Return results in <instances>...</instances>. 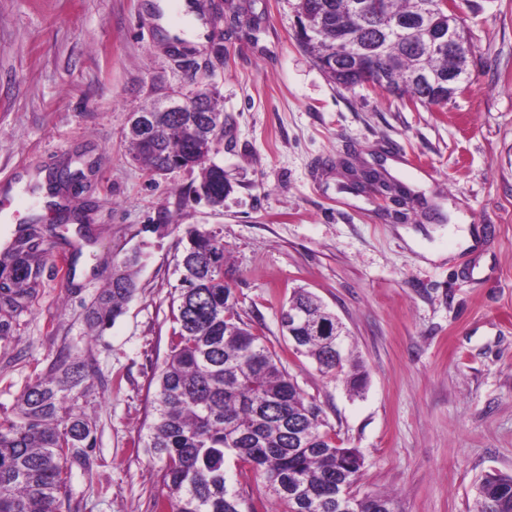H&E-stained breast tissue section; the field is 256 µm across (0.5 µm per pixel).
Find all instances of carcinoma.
Wrapping results in <instances>:
<instances>
[{"mask_svg":"<svg viewBox=\"0 0 512 512\" xmlns=\"http://www.w3.org/2000/svg\"><path fill=\"white\" fill-rule=\"evenodd\" d=\"M312 6L322 7L323 29L300 46L315 64L327 55L346 63V49L357 39L381 49L399 96L429 107L446 105L412 75L420 69L447 73L448 54L426 56L419 44L385 34L377 21L338 35L342 0H298L297 13ZM125 140L132 158L150 172L170 168L171 158L178 157L182 167L201 169L193 193L224 192L215 171L201 161L202 149H194L189 127L170 134L161 125L153 142L128 133ZM186 235L175 326L144 440L147 453L161 463L152 512H242L225 470L229 455L259 475L273 512H396L391 496L357 491L364 468L360 450L336 445V437L323 429L320 409L240 318L231 289L224 287V237L196 227ZM42 251L40 231L32 225L17 238L0 274L22 287L36 276L31 259ZM137 262L131 255L115 266L109 287L87 312L92 326L102 329L123 314L136 290L131 268ZM289 304L336 327V316L305 290ZM291 341L321 372L343 376L354 392L362 389L366 372L336 354V337ZM94 378L89 364L61 351L22 393L14 414L0 417V512H58L71 504L73 465L89 468L85 449L96 441L81 405ZM474 503V512H512V475L475 486Z\"/></svg>","mask_w":512,"mask_h":512,"instance_id":"cac0c4a2","label":"carcinoma"}]
</instances>
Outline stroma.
Returning <instances> with one entry per match:
<instances>
[{
    "label": "stroma",
    "mask_w": 512,
    "mask_h": 512,
    "mask_svg": "<svg viewBox=\"0 0 512 512\" xmlns=\"http://www.w3.org/2000/svg\"><path fill=\"white\" fill-rule=\"evenodd\" d=\"M157 0H0V263L20 224L50 250L18 308L0 309V417L63 349L88 362L96 436L79 512H151L160 464L142 438L168 353L185 231L219 232L241 319L365 458L359 490L397 512H472L473 486L512 475V0H457L466 89L436 110L334 85L298 43L297 0H215L204 42L173 52ZM158 86L211 89L228 190L194 202L199 169L132 160L130 112ZM383 170L395 199L356 188ZM467 224L479 241L448 234ZM443 251L428 259L427 249ZM137 252L136 291L104 331L86 312ZM345 325L363 389L293 354L279 311L296 289Z\"/></svg>",
    "instance_id": "1"
}]
</instances>
